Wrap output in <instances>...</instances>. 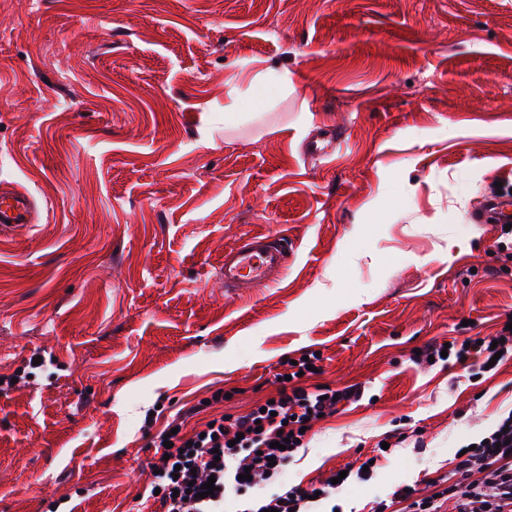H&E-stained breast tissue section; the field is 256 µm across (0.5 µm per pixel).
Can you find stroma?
<instances>
[{
  "label": "stroma",
  "instance_id": "1",
  "mask_svg": "<svg viewBox=\"0 0 512 512\" xmlns=\"http://www.w3.org/2000/svg\"><path fill=\"white\" fill-rule=\"evenodd\" d=\"M268 67L290 89L258 114L228 80ZM11 189L38 220L0 231V512H139L152 435L244 412L306 351L313 384L365 393L290 483L405 437L343 512L430 494L512 409V355L413 360L512 314L477 221L512 193V0H0ZM252 233L287 238L288 268L227 291Z\"/></svg>",
  "mask_w": 512,
  "mask_h": 512
}]
</instances>
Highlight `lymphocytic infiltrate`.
<instances>
[{
	"label": "lymphocytic infiltrate",
	"instance_id": "1",
	"mask_svg": "<svg viewBox=\"0 0 512 512\" xmlns=\"http://www.w3.org/2000/svg\"><path fill=\"white\" fill-rule=\"evenodd\" d=\"M512 353V330L499 329L495 336L466 338L449 347L432 343L420 351L421 358L443 357L445 364L465 365L477 361L486 367L495 351ZM320 360L285 364V381L266 408L252 406L239 416L213 418L205 431H162L153 442L151 468L160 493L154 498L160 512H224L228 501L239 512H325L335 501L337 487L330 480L306 485L288 484V466L304 445V429L319 417L335 414L339 404L359 401V387L333 389L303 386L311 378V365ZM455 482L427 496L417 488H397L390 501L373 502L369 512H441L453 502L455 512H512V410L502 413L494 425L475 441V447L453 458ZM214 482L216 491L201 496L203 484Z\"/></svg>",
	"mask_w": 512,
	"mask_h": 512
}]
</instances>
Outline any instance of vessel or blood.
Returning <instances> with one entry per match:
<instances>
[{
  "label": "vessel or blood",
  "instance_id": "obj_1",
  "mask_svg": "<svg viewBox=\"0 0 512 512\" xmlns=\"http://www.w3.org/2000/svg\"><path fill=\"white\" fill-rule=\"evenodd\" d=\"M484 222L505 224L512 221V198H492L482 211ZM33 220L31 206L25 196L15 193L0 195V226L9 228ZM290 248L285 238L255 235L242 239L224 253V285L228 288H250L271 279L288 265Z\"/></svg>",
  "mask_w": 512,
  "mask_h": 512
}]
</instances>
